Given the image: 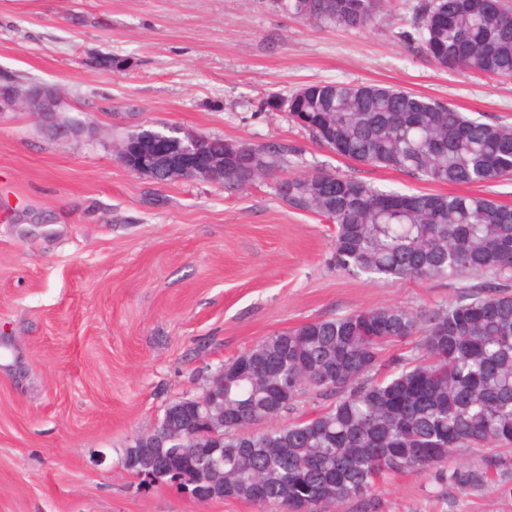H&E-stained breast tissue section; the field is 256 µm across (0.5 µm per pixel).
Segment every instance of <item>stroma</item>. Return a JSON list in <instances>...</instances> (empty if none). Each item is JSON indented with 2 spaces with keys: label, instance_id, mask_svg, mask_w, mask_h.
Segmentation results:
<instances>
[{
  "label": "stroma",
  "instance_id": "35a3bbf8",
  "mask_svg": "<svg viewBox=\"0 0 512 512\" xmlns=\"http://www.w3.org/2000/svg\"><path fill=\"white\" fill-rule=\"evenodd\" d=\"M423 2L384 0L379 20L349 28L307 25L280 0H0V80L59 85L69 117L96 129L60 141L32 113L0 114V512H259L141 487L125 450L275 332L433 309L484 283L353 276L332 259L334 224L280 195L284 178L325 166L385 190L446 187L334 155L267 107L274 93L380 84L512 125V77L426 55ZM107 53L127 67L100 66ZM163 123L287 154L235 191L158 185L120 162L114 139ZM340 512H512V493L404 473Z\"/></svg>",
  "mask_w": 512,
  "mask_h": 512
}]
</instances>
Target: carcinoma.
<instances>
[{
  "instance_id": "carcinoma-1",
  "label": "carcinoma",
  "mask_w": 512,
  "mask_h": 512,
  "mask_svg": "<svg viewBox=\"0 0 512 512\" xmlns=\"http://www.w3.org/2000/svg\"><path fill=\"white\" fill-rule=\"evenodd\" d=\"M303 22L370 25L382 0H286ZM427 56L448 69L512 76V11L501 0H427ZM289 115L334 154L468 188L512 175V127L471 118L412 92L378 84H309L288 97ZM282 151L249 144L224 163V187L270 176ZM291 205L336 224V264L378 279L489 282L461 299L413 313L380 306L305 322L272 334L224 364V462L204 464L207 423L180 455L163 454L177 487L194 491L205 467L224 498L264 512H331L372 492L377 480L434 470L463 492L512 486L495 451L512 445V207L456 192L377 189L331 171L288 179ZM420 337L424 358L381 377L385 346ZM338 395L322 412L272 421L301 390ZM266 423L268 427L251 431ZM461 448L485 449L481 467Z\"/></svg>"
}]
</instances>
